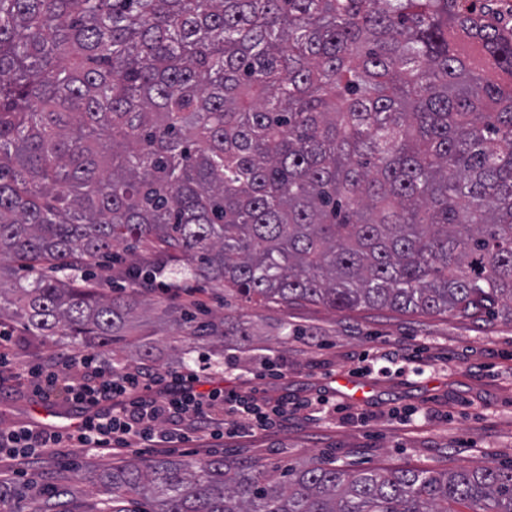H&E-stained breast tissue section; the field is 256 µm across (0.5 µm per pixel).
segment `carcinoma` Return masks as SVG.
I'll list each match as a JSON object with an SVG mask.
<instances>
[{"label": "carcinoma", "mask_w": 512, "mask_h": 512, "mask_svg": "<svg viewBox=\"0 0 512 512\" xmlns=\"http://www.w3.org/2000/svg\"><path fill=\"white\" fill-rule=\"evenodd\" d=\"M485 0H0V292L108 354L183 269L249 302L512 321V27ZM154 249L108 295L112 246ZM230 318L182 309L188 347ZM112 512H512V466L268 471L155 458ZM50 489L29 512H70Z\"/></svg>", "instance_id": "carcinoma-1"}]
</instances>
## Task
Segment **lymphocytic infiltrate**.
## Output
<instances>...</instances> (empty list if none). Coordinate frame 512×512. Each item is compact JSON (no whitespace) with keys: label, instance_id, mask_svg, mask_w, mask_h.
<instances>
[{"label":"lymphocytic infiltrate","instance_id":"obj_1","mask_svg":"<svg viewBox=\"0 0 512 512\" xmlns=\"http://www.w3.org/2000/svg\"><path fill=\"white\" fill-rule=\"evenodd\" d=\"M68 361L81 367L79 381L62 385L54 372L38 368L29 369L27 375L44 397L62 392L68 402L83 411L73 432L65 436L25 428L0 432V454L30 459L64 439L98 454L124 453L135 440L161 450L167 444L185 443L199 435L220 439L242 431H266L301 409L300 404L280 401L264 412L248 397L223 386L199 390L200 377L194 371L171 375L117 372L94 353L72 355ZM218 404L224 407L220 417L212 413Z\"/></svg>","mask_w":512,"mask_h":512}]
</instances>
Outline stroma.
I'll list each match as a JSON object with an SVG mask.
<instances>
[{
    "label": "stroma",
    "instance_id": "stroma-1",
    "mask_svg": "<svg viewBox=\"0 0 512 512\" xmlns=\"http://www.w3.org/2000/svg\"><path fill=\"white\" fill-rule=\"evenodd\" d=\"M184 287L212 316L231 314L254 338L246 349L235 337L180 356L173 327L157 330L152 355L143 360L126 348L123 368L183 371L207 368L225 389L254 392L258 405L330 401L327 412L303 410L270 433L177 445L168 458L207 459L223 455L257 468L302 465L329 457L353 469L512 465V322L476 321L450 315H408L387 309L339 313L319 304L244 303L191 278ZM0 325L13 333L18 367L51 365L62 377L77 376L65 365L68 348L28 335L13 319ZM427 349L432 367L417 369L375 360L381 342ZM274 358L281 371L264 375ZM348 379L370 382L363 396L345 387ZM80 412L63 396L44 398L34 384L13 380L0 386V431L21 427L59 433L70 430ZM114 459L98 457L77 443H62L37 460L5 461L0 474L13 481L16 504L26 507L40 489H68L71 512H111L110 492L100 483Z\"/></svg>",
    "mask_w": 512,
    "mask_h": 512
}]
</instances>
